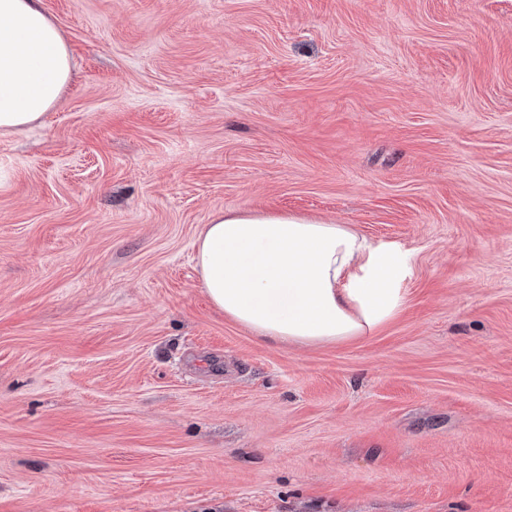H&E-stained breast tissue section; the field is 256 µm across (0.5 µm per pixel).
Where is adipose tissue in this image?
Instances as JSON below:
<instances>
[{
  "mask_svg": "<svg viewBox=\"0 0 512 512\" xmlns=\"http://www.w3.org/2000/svg\"><path fill=\"white\" fill-rule=\"evenodd\" d=\"M70 73L67 45L41 0H0V133L39 121ZM197 264L209 301L271 340L362 336L400 306L396 259L340 224L220 212L198 239Z\"/></svg>",
  "mask_w": 512,
  "mask_h": 512,
  "instance_id": "obj_1",
  "label": "adipose tissue"
}]
</instances>
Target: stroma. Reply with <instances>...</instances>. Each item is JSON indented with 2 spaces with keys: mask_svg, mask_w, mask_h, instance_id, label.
Here are the masks:
<instances>
[{
  "mask_svg": "<svg viewBox=\"0 0 512 512\" xmlns=\"http://www.w3.org/2000/svg\"><path fill=\"white\" fill-rule=\"evenodd\" d=\"M0 135V512H512V0H41ZM220 211L401 267L367 336L211 305ZM70 73L67 45L41 0H0V133L39 121Z\"/></svg>",
  "mask_w": 512,
  "mask_h": 512,
  "instance_id": "stroma-1",
  "label": "stroma"
}]
</instances>
